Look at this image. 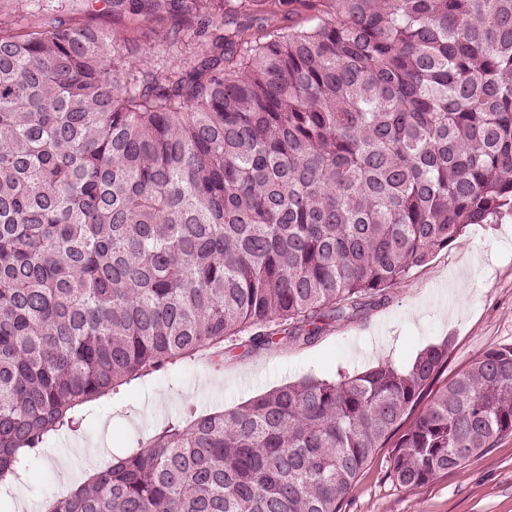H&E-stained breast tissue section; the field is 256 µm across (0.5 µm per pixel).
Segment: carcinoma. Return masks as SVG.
Listing matches in <instances>:
<instances>
[{"label":"carcinoma","instance_id":"cac0c4a2","mask_svg":"<svg viewBox=\"0 0 512 512\" xmlns=\"http://www.w3.org/2000/svg\"><path fill=\"white\" fill-rule=\"evenodd\" d=\"M0 31V481L73 409L207 349L307 345L512 216V0H104ZM178 60L140 63L131 34ZM287 384L163 426L47 512H339L512 436V345ZM409 427H404L408 418ZM295 8L297 9L296 14H293L292 21H297L300 24H306L312 13L314 12L311 9V5L309 2H300L295 5ZM241 21L249 23L253 19L262 18V17H268V21L266 24L270 25H288V23L292 24V21L288 22V17L284 19L283 16L278 17H270L267 16L265 13H260L257 11H254L253 9H243L241 12Z\"/></svg>","mask_w":512,"mask_h":512}]
</instances>
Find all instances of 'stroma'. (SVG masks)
<instances>
[{"label": "stroma", "mask_w": 512, "mask_h": 512, "mask_svg": "<svg viewBox=\"0 0 512 512\" xmlns=\"http://www.w3.org/2000/svg\"><path fill=\"white\" fill-rule=\"evenodd\" d=\"M59 18L108 27L111 11L97 0H42L37 11L0 0V27H34ZM447 343L450 378L481 352L512 345V217L473 224L448 249L414 268L388 303L336 327L309 346L252 356L210 355L178 362L118 387L87 406L79 430L52 436L32 460L0 512H42L48 497L83 482L112 456L149 439L174 419L221 412L308 377L336 379L390 362L409 366L427 346ZM392 446L377 449L357 476L340 512H512V437L498 441L463 469L409 489L387 475Z\"/></svg>", "instance_id": "stroma-1"}]
</instances>
